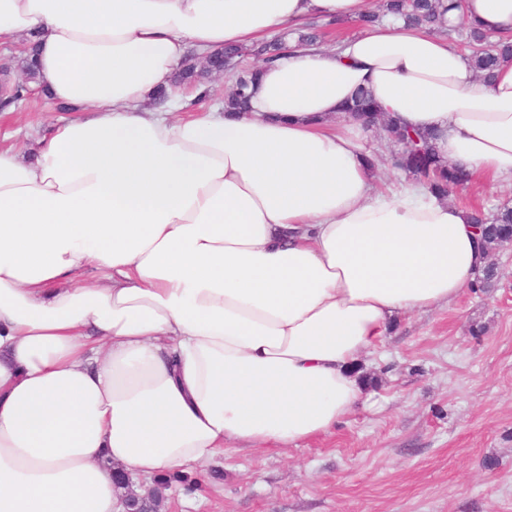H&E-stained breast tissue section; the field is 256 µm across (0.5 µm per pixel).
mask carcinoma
<instances>
[{
    "label": "carcinoma",
    "instance_id": "carcinoma-1",
    "mask_svg": "<svg viewBox=\"0 0 512 512\" xmlns=\"http://www.w3.org/2000/svg\"><path fill=\"white\" fill-rule=\"evenodd\" d=\"M462 7L463 0H384L380 13H362L356 17V23L368 27L378 22L381 17L391 15L407 24L424 26L431 32H449L452 30L449 14L461 11ZM486 39L487 34L471 28L466 34L465 44L468 58L473 61L477 75L488 81L493 77L500 61L512 55V43L500 39L494 48L487 49L484 47ZM284 42L285 37L277 34L254 50L246 51L228 46L224 48V60H237L247 54L263 63H271L283 51ZM252 71L253 68L249 65L235 69L233 78L237 89L224 97L225 108L239 110L244 106ZM349 111L370 117L375 123L381 122L387 137L399 146V151L392 155L393 166L410 173L431 192L447 197L466 187L467 175L464 171L450 166L436 156L432 144L433 133L416 132L400 124L389 113L378 111L366 90L357 93ZM470 219L471 223L480 226L482 240L487 251L492 254L512 235V207L507 205L497 208L489 217L480 211H474Z\"/></svg>",
    "mask_w": 512,
    "mask_h": 512
}]
</instances>
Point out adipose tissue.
Instances as JSON below:
<instances>
[{"instance_id":"adipose-tissue-1","label":"adipose tissue","mask_w":512,"mask_h":512,"mask_svg":"<svg viewBox=\"0 0 512 512\" xmlns=\"http://www.w3.org/2000/svg\"><path fill=\"white\" fill-rule=\"evenodd\" d=\"M364 0H0L35 94L72 107L0 146V512H122L121 470L205 471L298 447L364 396L390 323L488 262L467 209L371 194L362 88L471 181L512 179V59L483 85L447 38L388 19L260 65L246 112L154 104L183 60ZM463 18L512 36V0Z\"/></svg>"}]
</instances>
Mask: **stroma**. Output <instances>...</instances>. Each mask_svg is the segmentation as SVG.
<instances>
[{
  "label": "stroma",
  "instance_id": "obj_1",
  "mask_svg": "<svg viewBox=\"0 0 512 512\" xmlns=\"http://www.w3.org/2000/svg\"><path fill=\"white\" fill-rule=\"evenodd\" d=\"M61 117L49 97L0 107L23 153ZM450 202L493 213L511 183ZM485 293L399 317L364 370L367 400L296 448L226 446L194 489L166 484L161 512H512V247Z\"/></svg>",
  "mask_w": 512,
  "mask_h": 512
}]
</instances>
